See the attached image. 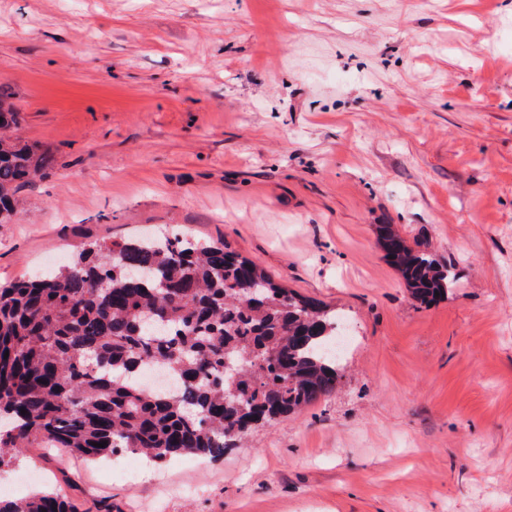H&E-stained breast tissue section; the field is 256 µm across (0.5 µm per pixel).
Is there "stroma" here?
Wrapping results in <instances>:
<instances>
[{"label": "stroma", "instance_id": "obj_1", "mask_svg": "<svg viewBox=\"0 0 512 512\" xmlns=\"http://www.w3.org/2000/svg\"><path fill=\"white\" fill-rule=\"evenodd\" d=\"M0 99L54 160L0 224V285L160 229L353 328L332 394L222 457L148 478L32 448L15 497L512 512V0H0ZM381 224L454 266L447 298L411 299Z\"/></svg>", "mask_w": 512, "mask_h": 512}]
</instances>
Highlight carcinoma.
Instances as JSON below:
<instances>
[{"mask_svg": "<svg viewBox=\"0 0 512 512\" xmlns=\"http://www.w3.org/2000/svg\"><path fill=\"white\" fill-rule=\"evenodd\" d=\"M17 122L0 100V224L17 215L18 189L53 163L11 141ZM378 238L414 301L448 294L450 265L391 224ZM341 322L226 243H92L58 272L0 286V468L29 448L102 459L130 451L157 463L221 457L255 426L336 390L341 359L328 349ZM157 364L174 390L142 384ZM0 512L73 510L43 493L0 497Z\"/></svg>", "mask_w": 512, "mask_h": 512, "instance_id": "obj_1", "label": "carcinoma"}]
</instances>
